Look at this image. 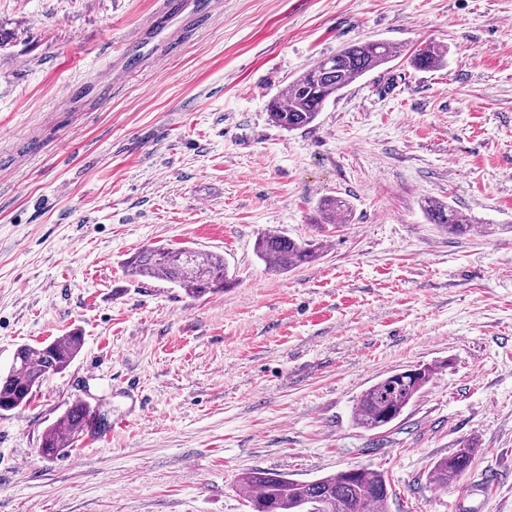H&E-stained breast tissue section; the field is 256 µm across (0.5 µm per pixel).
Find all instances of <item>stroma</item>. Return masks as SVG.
Wrapping results in <instances>:
<instances>
[{"mask_svg":"<svg viewBox=\"0 0 512 512\" xmlns=\"http://www.w3.org/2000/svg\"><path fill=\"white\" fill-rule=\"evenodd\" d=\"M202 2L0 0V374L84 336L0 411V512H250L242 472L350 466L388 476L389 512H512V0ZM375 39L403 56L273 126L289 81ZM423 42L445 67L412 66ZM334 197L348 221L317 228ZM428 198L473 230H439ZM267 232L327 247L275 271ZM147 247L223 255L234 284L126 276ZM423 364L399 419L354 426L363 390ZM77 400L104 425L44 458ZM467 439L471 467L436 488ZM83 344L79 331L70 332L39 347L29 345L17 349L16 366L0 376V408L11 411L29 401L33 389L50 375L63 372L78 355ZM14 356V358H15ZM453 454L436 459L430 469V478L441 488L456 483L471 466L477 447L471 442H463Z\"/></svg>","mask_w":512,"mask_h":512,"instance_id":"1","label":"stroma"}]
</instances>
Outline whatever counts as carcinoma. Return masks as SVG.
Returning <instances> with one entry per match:
<instances>
[{
    "label": "carcinoma",
    "instance_id": "carcinoma-1",
    "mask_svg": "<svg viewBox=\"0 0 512 512\" xmlns=\"http://www.w3.org/2000/svg\"><path fill=\"white\" fill-rule=\"evenodd\" d=\"M402 49L383 40L351 43L304 70L285 87V94L269 104L275 126L298 130L312 124L325 103L367 73L391 62ZM447 51L429 43L410 55L421 70H434L444 63ZM349 203L341 198L320 205L324 223L349 216ZM431 223L450 233L471 231L473 224L447 205L425 203ZM322 239L296 241L282 234L264 233L256 253L269 267L293 269L318 260L324 252ZM127 275L156 278L172 283L191 297L224 290L232 284L224 257L191 249L146 248L123 262ZM83 336L73 331L39 347L17 349L16 366L0 376V408L11 411L29 401L33 389L46 378L63 372L78 355ZM438 368L419 366L408 373L401 369L379 379L361 393L354 409L355 424L367 431L380 430L398 419L437 374ZM94 420L93 411L82 402L69 405L44 434L40 452L53 458L67 449ZM477 447L461 444L453 454L436 459L430 478L442 488L457 482L471 466ZM237 487L248 498L252 512H302L303 504L317 502L323 512H388L393 496L389 480L377 470L348 467L313 481H297L275 472L252 469L238 477Z\"/></svg>",
    "mask_w": 512,
    "mask_h": 512
}]
</instances>
